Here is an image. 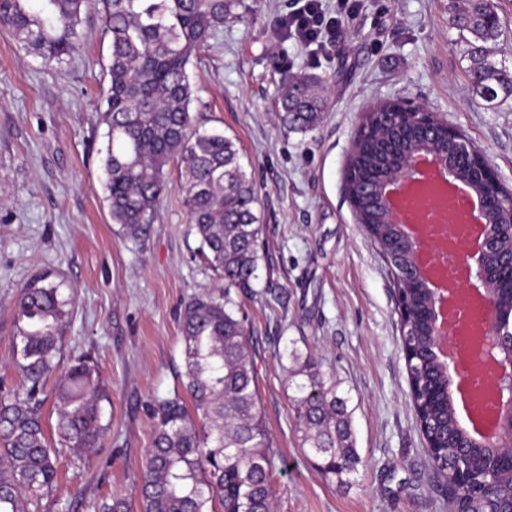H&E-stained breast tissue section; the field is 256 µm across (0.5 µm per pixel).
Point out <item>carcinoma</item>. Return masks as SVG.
I'll return each instance as SVG.
<instances>
[{"mask_svg": "<svg viewBox=\"0 0 512 512\" xmlns=\"http://www.w3.org/2000/svg\"><path fill=\"white\" fill-rule=\"evenodd\" d=\"M0 0V25L12 30L28 52L46 64L61 63L79 46L78 30L86 0ZM452 22L472 36L469 79L473 92L489 102L498 92L512 94V73L491 59L488 44L501 35L492 0H450ZM102 22L110 37L109 85L105 92L104 166L112 221L133 239L143 238L168 189L167 166L177 159L180 188L202 255L224 282V293L198 295L180 312L184 340L182 391L146 404L154 420L152 448L140 478L142 512H272L275 452L259 405L255 371L242 320L236 318L231 289L249 291L258 280L260 217L258 191L241 164L233 140L222 133L192 130V58L235 14L240 0H101ZM282 121L300 131L316 126L325 112L326 83L311 75H283ZM368 109V135L357 143L350 164L359 181L384 173L395 156L418 139L417 128L391 131L380 113ZM363 207L371 241L388 243L377 225L371 196L348 190ZM70 299L46 277L30 279L19 291L13 337L15 365L23 385L0 397V512H40L41 501L57 483L56 447L97 446L106 426L102 402L109 401L97 365L78 357L61 367V335ZM294 376H304L293 399L303 450L329 480L343 486L362 460L352 430L354 409L336 378L318 361L283 350ZM420 381L418 414L427 438L438 445L429 456L443 471L455 454L458 420L443 417L425 402L434 383L428 363L414 368ZM53 395L56 437L47 438L42 408ZM470 474L490 475L503 502L512 491V468L494 466L490 452L470 449ZM475 486L456 489L454 509L472 508Z\"/></svg>", "mask_w": 512, "mask_h": 512, "instance_id": "obj_1", "label": "carcinoma"}]
</instances>
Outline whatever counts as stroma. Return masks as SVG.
<instances>
[{
  "label": "stroma",
  "mask_w": 512,
  "mask_h": 512,
  "mask_svg": "<svg viewBox=\"0 0 512 512\" xmlns=\"http://www.w3.org/2000/svg\"><path fill=\"white\" fill-rule=\"evenodd\" d=\"M448 2L364 0L323 32L319 50L278 25L301 0H243L189 66L195 127L232 138L259 191V278L253 293L233 299L276 451V512H449L408 396L392 276L343 192L361 113L387 101L422 105L462 130L512 190V95L491 105L473 97L471 36L452 24ZM101 11L100 0H88L79 50L53 66L0 26V389L21 384L18 289L47 272L75 290L64 359L90 357L111 399L89 464L62 449L45 512H94L115 497L140 512L153 439L145 403L179 385L183 304L219 286L189 226L178 162L146 237L132 241L112 221L101 122L110 39ZM286 72L327 82L324 117L311 130L281 120ZM286 348L315 357L351 399L363 460L351 484L329 481L302 450L297 380L278 358Z\"/></svg>",
  "instance_id": "stroma-1"
}]
</instances>
